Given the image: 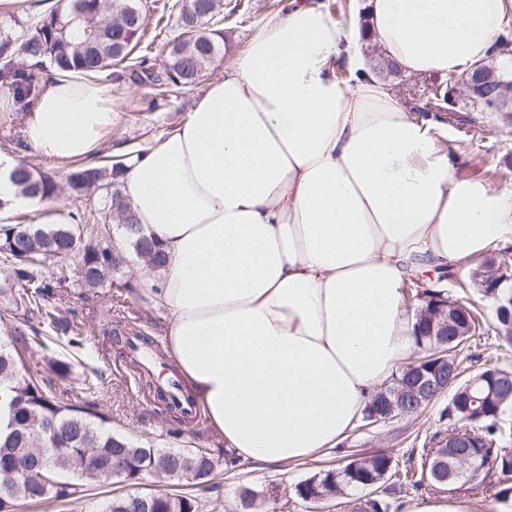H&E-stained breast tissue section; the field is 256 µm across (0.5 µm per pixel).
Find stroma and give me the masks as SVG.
Listing matches in <instances>:
<instances>
[{
    "mask_svg": "<svg viewBox=\"0 0 512 512\" xmlns=\"http://www.w3.org/2000/svg\"><path fill=\"white\" fill-rule=\"evenodd\" d=\"M181 0H142L148 28L144 37L151 48L150 62L161 65L164 51L179 33L178 15ZM286 5V0H224L225 20L223 47L214 65L207 70L203 81L219 77L225 62L234 50L241 48L273 15ZM101 83L111 85L112 110L115 114L112 131L107 137L109 148L141 149L166 137L185 120L200 96L199 91L179 94L175 88H159L140 82L132 76L114 80L104 73ZM26 103L15 102L10 92L0 87V116L9 113V121L0 119V157L14 161L28 159L38 171L48 173L62 189L55 200L76 212L94 210L98 196L89 192L75 196L65 190L69 174L62 168L35 153L23 144L22 127ZM506 128L497 113L479 114L475 126H456L449 131V139L465 140L469 146L462 175L484 181L492 190L512 191V137H506ZM144 262L129 255L122 268L113 270L96 288L82 287L79 281L66 283L60 295L50 297L48 307L54 308L59 319L78 325L85 338V348L68 377L52 372L46 360L22 356L19 373L52 384L61 402L66 404H95L104 425L112 433L133 440H147L158 448L205 449L216 459H223L224 444L212 433L208 419L199 422H177L165 404L144 400L132 367L115 363L106 333L114 322L122 320L132 333L152 338L162 351H169L165 336L163 310L151 307L140 288L139 269ZM12 280L8 269L0 265V339L18 341L30 335L37 326L36 315L13 301ZM462 368L472 372L494 362L512 365V345L500 344L493 333L475 335L457 353ZM102 373V387L107 392V404L97 403L95 395L81 392L76 376L86 368ZM439 406L433 405L407 417L391 420L369 428H353L336 447L327 448L304 461L279 467L256 461H240L233 471L216 467L210 485L192 486L191 492L206 505V512H238V489L248 485L256 489H274L277 493L276 512H307L295 495V486L301 480L323 469L335 467L354 454L370 455L376 452L390 454L400 468L412 464L411 456L420 452L436 431L442 430Z\"/></svg>",
    "mask_w": 512,
    "mask_h": 512,
    "instance_id": "obj_1",
    "label": "stroma"
}]
</instances>
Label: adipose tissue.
<instances>
[{
	"label": "adipose tissue",
	"instance_id": "1",
	"mask_svg": "<svg viewBox=\"0 0 512 512\" xmlns=\"http://www.w3.org/2000/svg\"><path fill=\"white\" fill-rule=\"evenodd\" d=\"M512 0H367L342 27L289 0L209 81L187 118L121 181L164 264L143 295L224 446L282 465L336 445L415 348L414 271L512 243V192L460 177L445 125L374 76L371 37L407 77L459 74L489 55ZM112 88L46 82L26 143L66 167L101 154ZM0 159V227L17 213L72 224Z\"/></svg>",
	"mask_w": 512,
	"mask_h": 512
}]
</instances>
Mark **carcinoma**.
<instances>
[{
	"mask_svg": "<svg viewBox=\"0 0 512 512\" xmlns=\"http://www.w3.org/2000/svg\"><path fill=\"white\" fill-rule=\"evenodd\" d=\"M135 6V0H111L108 13H102L103 0H68L59 10H52L36 22L21 25V33L0 27V84L12 91L18 99H35L41 84L35 73L14 63L17 57H27L39 64L45 57L52 59L56 73L77 72L94 78L102 71L119 66L131 58L144 35L145 25L130 16L127 6ZM221 30H210L202 41H188L180 36L168 50L165 81L180 91H189L198 79L214 63L220 42ZM512 54V35H501L491 48L489 62L485 63L487 74L493 79L487 82L485 93L472 95L459 103L456 87L465 83V78L453 74L442 79L441 99L436 105L457 115L458 121L474 122L472 112L492 111L493 98L497 95V83L504 81L494 58ZM125 162L102 156L93 164L73 170L67 180L70 193L81 195L90 190L100 192L101 208L78 215L75 224H19L17 230L8 231L0 239V263L6 266L14 284L21 288L19 302L37 310L47 322L44 329L32 330L25 337L27 347L36 352H52L49 360L55 374L66 377L73 368L84 345V337L70 325L62 324L46 308L44 300L55 289L64 285L71 274L88 288L97 287L111 269L104 267L107 246L101 240L108 233L99 218L111 219L120 229L121 242L132 248L136 256L145 259L151 266L164 263V255L155 242L148 238L138 224L136 215L120 190L118 176ZM35 166L24 162L16 167L13 178L31 196L47 199L58 192L57 182L47 174H34ZM54 264L53 274L45 276L46 264ZM460 288L475 290L476 298L462 301L467 309V318L457 326V334L451 336L432 335L433 314L450 295L446 289H434L423 297L415 326L417 348L440 344L450 351L473 338L481 330L482 309L480 304L489 300L499 307L491 296L492 288H486L472 280L457 281ZM491 330L498 339L512 344V323L508 315L495 312ZM422 366L435 369L445 385L448 407L441 412L440 419L448 420V428L459 426L465 430L470 447L465 452L471 457L494 458L498 474L512 475V426L504 421L506 410L512 406V386L490 388L496 382L492 369L482 371L485 381L468 390L470 377L455 356L448 355V363L438 367L422 355ZM145 386L156 391L157 397L177 412H182L181 399L195 401L186 391L178 398L167 392L156 390L154 378L142 376ZM401 389L400 399L404 407L396 413L411 416L420 411L415 395L413 370L406 368L392 384L378 392L366 405L362 420L375 413H389L388 401H397L395 389ZM0 411L8 415L7 432L0 434V475L19 467L26 477L13 487L10 496L0 500V512H16L19 502L39 505L43 503H71L88 496L86 482L94 478L77 471L76 459L86 451L93 452L100 467H110L116 462L125 464L127 480L132 481L143 469L151 465L162 466L164 477L181 482L193 480L198 484L210 481L217 462L207 451H181L172 448L144 447L133 441L112 434L88 417L85 409L62 404L46 385L33 378H20L17 362L8 344L0 341ZM47 420L52 423L54 433L44 435L34 428L35 422ZM454 463L445 449H423L420 456V474L428 476L431 484L440 490H495L497 500L512 499V486L501 487L483 471L468 478L439 482L448 476V465ZM394 459L380 452L371 456H355L345 464L321 471L295 487L297 498L310 506L339 497L349 492L359 496L350 499L352 512H391V503L380 491L381 486L393 475ZM275 497L266 490L243 486L239 490L241 512H258L271 509ZM197 497L188 493H160L147 499L141 506L128 495L113 496L102 502L97 512H201Z\"/></svg>",
	"mask_w": 512,
	"mask_h": 512,
	"instance_id": "cac0c4a2",
	"label": "carcinoma"
}]
</instances>
